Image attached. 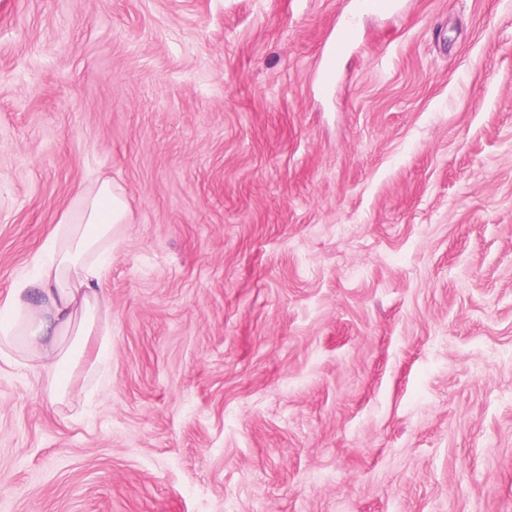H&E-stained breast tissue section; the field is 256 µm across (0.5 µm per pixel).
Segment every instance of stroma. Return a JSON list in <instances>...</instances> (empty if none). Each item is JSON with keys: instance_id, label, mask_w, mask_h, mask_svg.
<instances>
[{"instance_id": "1", "label": "stroma", "mask_w": 512, "mask_h": 512, "mask_svg": "<svg viewBox=\"0 0 512 512\" xmlns=\"http://www.w3.org/2000/svg\"><path fill=\"white\" fill-rule=\"evenodd\" d=\"M99 178L112 361L0 368V512H512V0H0V295Z\"/></svg>"}]
</instances>
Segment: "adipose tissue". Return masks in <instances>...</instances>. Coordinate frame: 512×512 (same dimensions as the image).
I'll return each mask as SVG.
<instances>
[{"label":"adipose tissue","mask_w":512,"mask_h":512,"mask_svg":"<svg viewBox=\"0 0 512 512\" xmlns=\"http://www.w3.org/2000/svg\"><path fill=\"white\" fill-rule=\"evenodd\" d=\"M130 221L127 196L110 180L78 191L33 256L37 274L19 276L0 297L1 363H34L50 393L60 397L74 392L71 366L94 339L97 352L87 373H101L112 349L104 284Z\"/></svg>","instance_id":"ef3b65f1"}]
</instances>
